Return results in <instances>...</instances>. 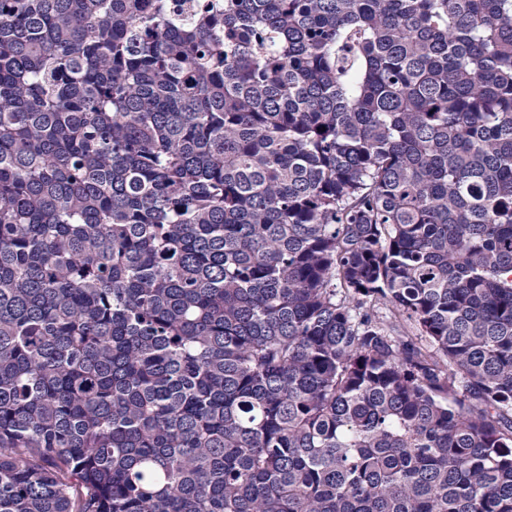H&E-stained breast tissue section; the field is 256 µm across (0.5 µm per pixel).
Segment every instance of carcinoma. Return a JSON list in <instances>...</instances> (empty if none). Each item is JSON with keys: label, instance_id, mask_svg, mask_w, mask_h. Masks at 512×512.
Here are the masks:
<instances>
[{"label": "carcinoma", "instance_id": "carcinoma-1", "mask_svg": "<svg viewBox=\"0 0 512 512\" xmlns=\"http://www.w3.org/2000/svg\"><path fill=\"white\" fill-rule=\"evenodd\" d=\"M0 512H512V0H0Z\"/></svg>", "mask_w": 512, "mask_h": 512}]
</instances>
